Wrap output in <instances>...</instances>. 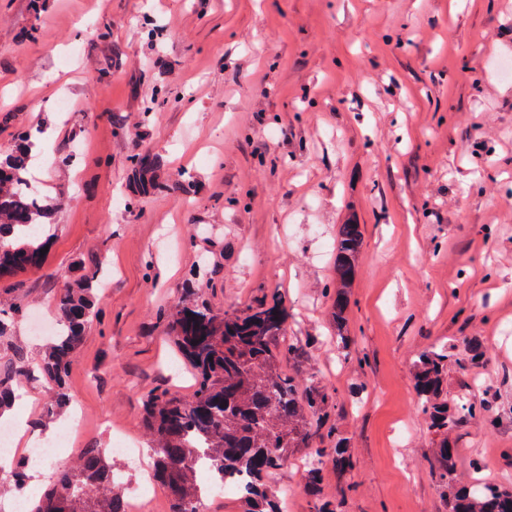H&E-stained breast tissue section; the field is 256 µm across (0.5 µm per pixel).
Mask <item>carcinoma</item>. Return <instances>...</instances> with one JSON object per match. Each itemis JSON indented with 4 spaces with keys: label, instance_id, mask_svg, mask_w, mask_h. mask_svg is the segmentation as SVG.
I'll return each instance as SVG.
<instances>
[{
    "label": "carcinoma",
    "instance_id": "1",
    "mask_svg": "<svg viewBox=\"0 0 512 512\" xmlns=\"http://www.w3.org/2000/svg\"><path fill=\"white\" fill-rule=\"evenodd\" d=\"M35 133L17 131L7 150H0V276L37 267L49 246L47 225L54 223L57 199L34 185L32 161ZM128 179L123 193L128 210L149 198L177 189L196 192L198 177L182 170L174 184L158 174L157 157L134 151L126 157ZM363 225L349 219L336 225L334 280L323 289L330 298L327 325L340 354H350V291L363 254ZM105 278L93 266L64 283L55 298L60 333L47 341L37 362L24 347L11 344L14 327L27 317L26 308L0 303V345L10 351L0 364V419L17 400L15 384L26 378L53 390L45 418L63 414L70 405L67 377L72 359L98 316L97 300ZM174 343L191 368L195 384L190 398L167 390L143 396L144 421L154 458L157 483L173 499V512H199L202 491L199 461L207 460L220 480L237 485L240 512H280L278 491L271 475L282 463L305 451L306 469L301 492L311 512H342V501L325 494L324 457L331 456L336 478L358 464L352 437L337 423L330 394L313 381L301 382L310 348L318 336L288 334V304L271 301L218 315L207 302L177 303L164 313ZM454 346L443 345L418 353L411 365L417 408L433 435L432 477L442 489L448 512H512V487L485 484L458 474V449L453 431L473 421L496 432L512 428V405L489 415V404L467 394L448 397V362ZM483 350L468 341L464 369L478 362ZM118 466L97 449L87 448L70 467L55 474L34 492L29 512H124L125 490L111 479ZM24 456L12 465L9 489L29 479Z\"/></svg>",
    "mask_w": 512,
    "mask_h": 512
}]
</instances>
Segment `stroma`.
Wrapping results in <instances>:
<instances>
[{
  "label": "stroma",
  "mask_w": 512,
  "mask_h": 512,
  "mask_svg": "<svg viewBox=\"0 0 512 512\" xmlns=\"http://www.w3.org/2000/svg\"><path fill=\"white\" fill-rule=\"evenodd\" d=\"M25 4L0 0V147L38 124L41 146L75 162L34 165L65 204L41 265L0 279V299L50 315L75 263L106 271L68 377L80 448L109 447L112 430L147 447L143 394L191 396L159 313L203 265L215 312L277 292L320 336L310 371L357 446L345 512H446L409 367L421 349L478 336L485 361L451 366L449 394L512 400V81L493 68L512 58V0H48L36 22ZM106 22L132 62L100 84ZM162 82L179 106L154 103L138 140L116 136L113 117L154 102ZM136 147L164 178L194 170L197 194L127 212ZM351 215L365 226L351 299L360 374L336 353L321 293ZM455 438L461 460L483 459L475 480L512 481V430L466 423Z\"/></svg>",
  "instance_id": "obj_1"
}]
</instances>
